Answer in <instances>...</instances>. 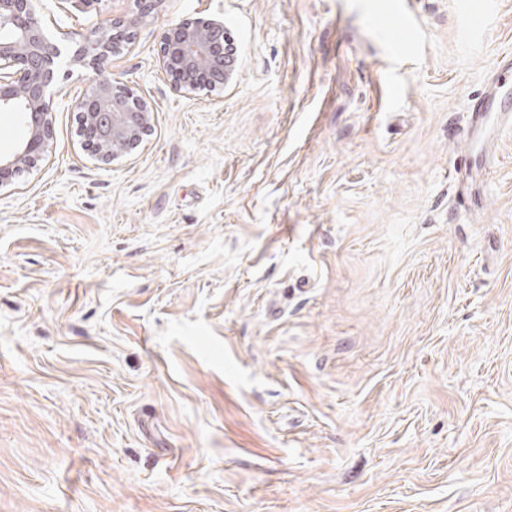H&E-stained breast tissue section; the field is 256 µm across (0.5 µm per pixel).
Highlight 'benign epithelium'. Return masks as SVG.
<instances>
[{"mask_svg": "<svg viewBox=\"0 0 512 512\" xmlns=\"http://www.w3.org/2000/svg\"><path fill=\"white\" fill-rule=\"evenodd\" d=\"M135 17L107 19L89 37H67L68 63L100 70L131 36L137 19L152 13L161 0H132ZM231 43L224 21L197 18L166 29L160 63L179 87L224 88L233 72ZM62 50L51 40L34 0H0V112H20L23 136L0 154V183L36 168L53 138L55 70ZM82 143L96 160L107 162L139 146L153 126V109L124 84L98 79L78 99Z\"/></svg>", "mask_w": 512, "mask_h": 512, "instance_id": "7a95c632", "label": "benign epithelium"}]
</instances>
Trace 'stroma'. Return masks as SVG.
Returning a JSON list of instances; mask_svg holds the SVG:
<instances>
[{
  "instance_id": "1",
  "label": "stroma",
  "mask_w": 512,
  "mask_h": 512,
  "mask_svg": "<svg viewBox=\"0 0 512 512\" xmlns=\"http://www.w3.org/2000/svg\"><path fill=\"white\" fill-rule=\"evenodd\" d=\"M162 0L60 69L0 185V512H512V129L484 208L452 177L512 0ZM49 34L130 0H37ZM223 20V91L163 31ZM154 110L104 163L72 101Z\"/></svg>"
}]
</instances>
